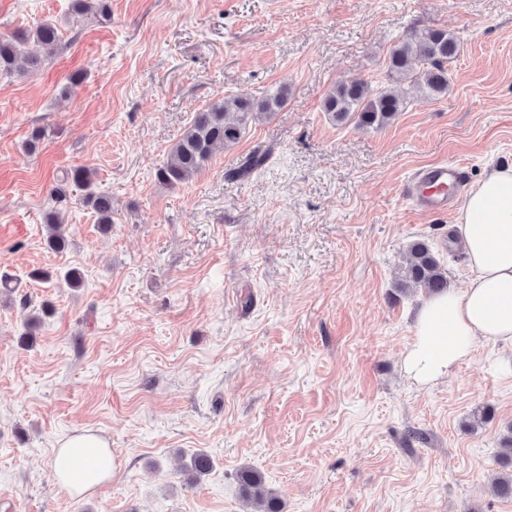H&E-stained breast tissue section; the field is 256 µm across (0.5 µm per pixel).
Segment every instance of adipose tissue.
<instances>
[{
  "mask_svg": "<svg viewBox=\"0 0 512 512\" xmlns=\"http://www.w3.org/2000/svg\"><path fill=\"white\" fill-rule=\"evenodd\" d=\"M453 230L474 277L420 310L405 363L423 382L450 375L479 343L512 342V169L492 170L466 194ZM113 469L107 443L90 432L61 442L54 459L56 486L72 497L95 492Z\"/></svg>",
  "mask_w": 512,
  "mask_h": 512,
  "instance_id": "adipose-tissue-1",
  "label": "adipose tissue"
}]
</instances>
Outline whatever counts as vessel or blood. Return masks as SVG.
I'll return each mask as SVG.
<instances>
[{
  "mask_svg": "<svg viewBox=\"0 0 512 512\" xmlns=\"http://www.w3.org/2000/svg\"><path fill=\"white\" fill-rule=\"evenodd\" d=\"M462 180L458 164H432L413 174L404 184L403 193L420 210L445 214L454 207Z\"/></svg>",
  "mask_w": 512,
  "mask_h": 512,
  "instance_id": "1",
  "label": "vessel or blood"
}]
</instances>
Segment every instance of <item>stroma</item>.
I'll return each mask as SVG.
<instances>
[{"instance_id":"obj_1","label":"stroma","mask_w":512,"mask_h":512,"mask_svg":"<svg viewBox=\"0 0 512 512\" xmlns=\"http://www.w3.org/2000/svg\"><path fill=\"white\" fill-rule=\"evenodd\" d=\"M71 4L0 0V32L60 33L40 70L0 78V275L18 284L0 294V512H244L245 468L283 512H512L491 489L512 345L419 383L404 358L426 296L397 288L417 238L449 286L471 281L448 240L459 209L425 213L401 190L443 161L470 187L512 169V0H112L106 24L74 23ZM426 28L460 47L445 93L411 91L378 129L324 112L338 84L387 85L391 48ZM279 88L284 105L237 145L184 184L158 181L197 112ZM258 147L266 166L225 180ZM77 166L111 195L109 230L78 198L53 201ZM54 210L61 252L46 243ZM72 267L74 289L59 280ZM486 406L493 419L472 425ZM85 431L116 467L68 497L54 451ZM198 452L212 467L196 480L179 465Z\"/></svg>"}]
</instances>
